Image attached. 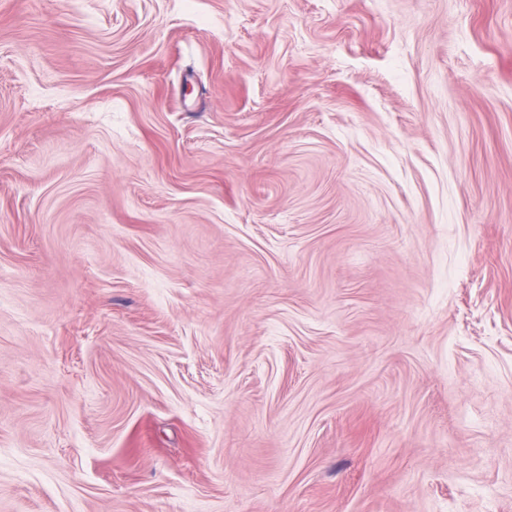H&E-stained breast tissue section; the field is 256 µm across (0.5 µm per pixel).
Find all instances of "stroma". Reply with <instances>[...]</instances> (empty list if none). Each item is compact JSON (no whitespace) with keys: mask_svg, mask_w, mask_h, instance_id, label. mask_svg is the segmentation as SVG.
Masks as SVG:
<instances>
[{"mask_svg":"<svg viewBox=\"0 0 512 512\" xmlns=\"http://www.w3.org/2000/svg\"><path fill=\"white\" fill-rule=\"evenodd\" d=\"M0 512H512V0H0Z\"/></svg>","mask_w":512,"mask_h":512,"instance_id":"1","label":"stroma"}]
</instances>
